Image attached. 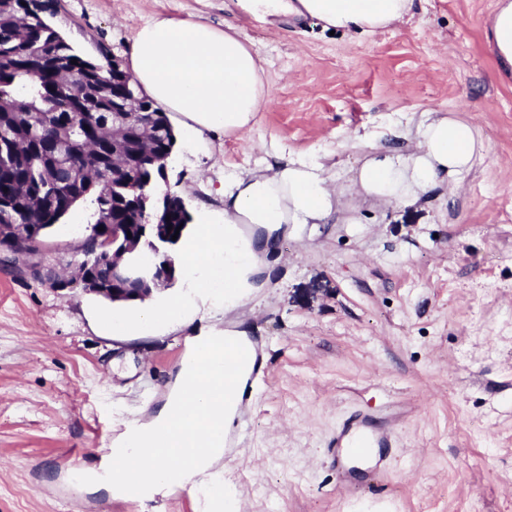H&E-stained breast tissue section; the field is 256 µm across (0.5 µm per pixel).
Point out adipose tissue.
Instances as JSON below:
<instances>
[{
    "instance_id": "obj_1",
    "label": "adipose tissue",
    "mask_w": 512,
    "mask_h": 512,
    "mask_svg": "<svg viewBox=\"0 0 512 512\" xmlns=\"http://www.w3.org/2000/svg\"><path fill=\"white\" fill-rule=\"evenodd\" d=\"M235 5L248 16L313 18L327 29L371 36L409 21L414 0H236ZM128 64L174 129L199 144L252 130L268 102L261 58L232 24L220 30L191 17H153L136 29ZM483 151L470 124L429 116L405 149L366 160L348 193L337 187L320 155L225 174L219 189L222 219L202 209L192 232L173 249L176 271L194 296L147 310L145 327L155 329L170 317L197 310V292L217 283L228 288L232 302L240 299L241 289L266 287L267 257L288 225L325 224L337 212H354L366 203L383 210L414 205L470 172ZM228 337L242 344L248 339L246 331L215 326L192 340V351L209 352L208 371L180 369L162 406L137 431L122 434L127 448L107 475L89 470L91 487L105 478L116 490L149 500L194 481L212 482L224 459V441L212 432L237 410L225 384Z\"/></svg>"
}]
</instances>
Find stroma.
Masks as SVG:
<instances>
[{
	"label": "stroma",
	"instance_id": "stroma-1",
	"mask_svg": "<svg viewBox=\"0 0 512 512\" xmlns=\"http://www.w3.org/2000/svg\"><path fill=\"white\" fill-rule=\"evenodd\" d=\"M501 0H418L412 20L374 36L314 19L272 25L233 0H52L51 23L81 55L127 58L157 15L238 25L264 61L269 103L252 131L178 141L160 189L221 210L210 185L282 154L329 152L337 185L389 121L441 113L471 124L485 158L412 207L362 206L289 231L267 287L216 317L258 345L265 381L224 467L245 512H512V80L484 27ZM74 209L44 261L81 262L92 220ZM143 306L58 290L0 262V512H191L188 493L117 498L74 483L157 404L184 343L206 328L153 333ZM117 328H108L106 318ZM394 414L397 444L377 487L341 491L329 441L353 411Z\"/></svg>",
	"mask_w": 512,
	"mask_h": 512
}]
</instances>
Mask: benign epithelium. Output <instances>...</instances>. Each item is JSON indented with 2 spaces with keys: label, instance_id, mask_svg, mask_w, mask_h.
I'll return each instance as SVG.
<instances>
[{
  "label": "benign epithelium",
  "instance_id": "7a95c632",
  "mask_svg": "<svg viewBox=\"0 0 512 512\" xmlns=\"http://www.w3.org/2000/svg\"><path fill=\"white\" fill-rule=\"evenodd\" d=\"M138 216L142 221L138 232L131 234L124 225H112V229L98 237L95 249L84 254L75 272L68 278L57 280L58 287L67 289L74 279L85 292L117 304L142 301L151 296L155 287L174 281L175 266L169 249L177 241L172 239V230L165 223L162 200L141 195ZM43 238L44 235L33 226L24 228L14 224L5 228L0 225V240L10 243L4 252L10 254L17 268L29 274L44 271ZM95 256H105L111 262L112 287H94L90 277L86 276Z\"/></svg>",
  "mask_w": 512,
  "mask_h": 512
}]
</instances>
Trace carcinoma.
Segmentation results:
<instances>
[{
	"instance_id": "obj_1",
	"label": "carcinoma",
	"mask_w": 512,
	"mask_h": 512,
	"mask_svg": "<svg viewBox=\"0 0 512 512\" xmlns=\"http://www.w3.org/2000/svg\"><path fill=\"white\" fill-rule=\"evenodd\" d=\"M29 0L0 7V201L7 224H58L77 205L91 208L93 231L136 224L131 198L150 181L153 166L138 153L139 121L126 124L125 165L112 172V95L97 87L112 74V56L86 58ZM77 63H71V60ZM140 121L155 131V155L173 151L177 137L166 113L134 92ZM186 205L170 203V223H189Z\"/></svg>"
}]
</instances>
